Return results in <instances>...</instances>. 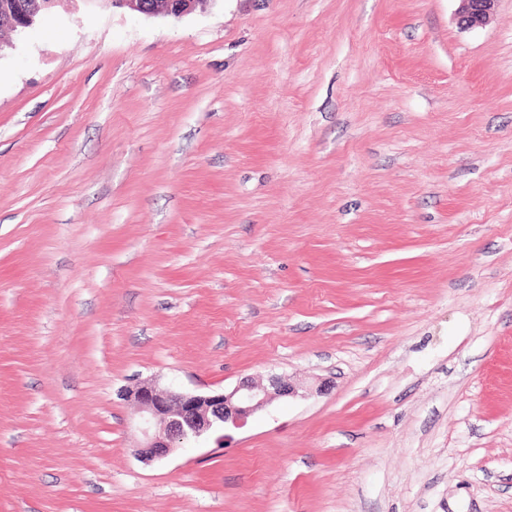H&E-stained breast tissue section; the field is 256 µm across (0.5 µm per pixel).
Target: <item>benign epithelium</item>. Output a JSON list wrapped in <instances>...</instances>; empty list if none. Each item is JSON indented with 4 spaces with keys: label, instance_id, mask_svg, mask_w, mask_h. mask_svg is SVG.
Listing matches in <instances>:
<instances>
[{
    "label": "benign epithelium",
    "instance_id": "1",
    "mask_svg": "<svg viewBox=\"0 0 512 512\" xmlns=\"http://www.w3.org/2000/svg\"><path fill=\"white\" fill-rule=\"evenodd\" d=\"M55 0H0V19L11 29L25 31L39 10L54 5ZM201 0H112L118 7L144 16L181 17L196 9ZM459 24L475 28L487 24L497 0H461ZM298 388L278 375L268 384L240 382L232 390L191 392L161 389L145 383L124 389L120 396L133 402L140 413L142 441L135 455L146 461L161 460L175 448L224 429L232 423L241 425L252 414L264 409L274 399L295 396Z\"/></svg>",
    "mask_w": 512,
    "mask_h": 512
}]
</instances>
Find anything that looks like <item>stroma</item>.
Instances as JSON below:
<instances>
[{"label":"stroma","mask_w":512,"mask_h":512,"mask_svg":"<svg viewBox=\"0 0 512 512\" xmlns=\"http://www.w3.org/2000/svg\"><path fill=\"white\" fill-rule=\"evenodd\" d=\"M460 8L0 34V512H512V0ZM270 373L135 455L121 390ZM462 8L458 21L464 29L486 25L493 15L498 0H460Z\"/></svg>","instance_id":"35a3bbf8"}]
</instances>
